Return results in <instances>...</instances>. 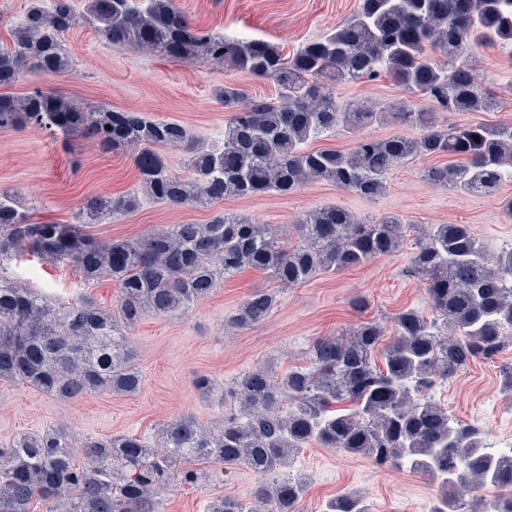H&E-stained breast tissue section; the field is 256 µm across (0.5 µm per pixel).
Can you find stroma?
<instances>
[{"label": "stroma", "mask_w": 512, "mask_h": 512, "mask_svg": "<svg viewBox=\"0 0 512 512\" xmlns=\"http://www.w3.org/2000/svg\"><path fill=\"white\" fill-rule=\"evenodd\" d=\"M359 3L176 0L196 28L268 39L288 55L350 19ZM63 47L72 60L69 72H30L9 87V94L39 86L90 108L141 112L154 120L181 124L190 144L208 148L223 141L228 119L214 97L217 87L235 83L251 99H270L277 93L270 81L234 73L201 58L170 60L150 50L114 47L84 22L65 33ZM473 54L479 80L494 91L499 106L493 112H442L440 122L512 124V45H480ZM334 95L341 105L370 103L386 116L359 133L338 128L312 142V149L345 151L360 134L376 139L421 134L418 127L392 118L393 109L407 102L409 95L389 76L337 84ZM436 163L433 157H416L396 167L387 177L386 191L378 197L314 182L286 195L230 197L199 210L142 197L141 174L125 152L103 150L80 135L64 142L32 128L0 129V190L14 193L19 206L35 220L70 224L90 197L139 196L135 210L88 225V232L102 239H134L161 226L204 224L230 212L255 224L273 225L294 246L300 242L298 223L325 206L345 208L362 219L391 214L407 226L396 252L373 257L360 266L325 271L305 284L284 289L266 273L247 269L226 278L213 295L185 311L143 315L129 333L144 378L137 395L93 393L61 402L22 383L0 382V445L57 426L66 427L80 443L119 434H134L152 443L162 425L180 416L194 417L211 427L222 420L224 412L196 388L198 375H209L217 386L228 390L241 373L257 365L282 373L307 364L309 344L315 337L336 336L366 321L387 325L407 308L431 316L426 290L411 269L419 231L430 224L469 225L491 259L512 245V216L500 204L502 198H512V181L503 183L493 196L461 193L424 179V170ZM8 273L58 305L85 295L105 308L115 307L119 300L115 283L87 282L70 266L27 254L14 259ZM257 290L276 293V307L257 325L234 326L232 317ZM510 363L512 346L493 359L474 361L436 389L437 399L449 414L482 428L491 444L512 441V397L501 390V369ZM290 472L307 484L300 512H320L326 500L346 491L364 496L371 512H428L437 493L436 485L422 475L316 444L295 457ZM255 485L256 478L246 467L219 471L205 483L177 485L164 498L162 510L205 512L217 496L251 499Z\"/></svg>", "instance_id": "1"}]
</instances>
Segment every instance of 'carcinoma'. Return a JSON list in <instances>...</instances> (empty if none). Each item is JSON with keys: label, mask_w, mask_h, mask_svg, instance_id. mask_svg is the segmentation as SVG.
<instances>
[{"label": "carcinoma", "mask_w": 512, "mask_h": 512, "mask_svg": "<svg viewBox=\"0 0 512 512\" xmlns=\"http://www.w3.org/2000/svg\"><path fill=\"white\" fill-rule=\"evenodd\" d=\"M118 48H141L172 59L203 57L229 71L271 80L277 97L246 100L236 84L215 89L230 118L218 147L188 148L180 177L160 150L181 148L186 130L141 112L84 109L63 95L31 87L0 95V129L34 126L82 134L112 150H130L151 199L207 208L226 197L291 192L312 182L375 197L396 166L414 158L458 156L424 172L431 184L492 195L512 178V124H438L437 112H491L472 49L512 43V0H361L347 22L305 43L293 56L278 44L227 37L191 26L175 0H31L24 19L0 42V87L26 73H64L72 61L62 47L79 19ZM415 98L393 117L422 128L418 138L362 137L347 152H310L308 143L339 127L359 129L385 118L361 106L349 109L333 94L338 83L373 81L381 74ZM132 198L95 197L79 224L35 222L0 191V381H22L60 401L89 393L131 396L144 380L126 331L146 312L168 316L215 292L226 276L265 272L283 287L319 272L358 266L394 253L405 226L393 216L364 221L328 206L298 225L302 243L290 246L269 224L233 214L207 224H172L139 240H101L86 231L107 216L127 212ZM21 252L71 266L85 281H113L115 310L91 296L56 306L19 285L6 266ZM432 317L405 309L394 333L378 322L359 324L309 345V363L278 374L257 366L235 381L238 411L211 430L184 416L160 431L162 450L144 439L116 435L87 441L75 464L71 433L54 427L0 447V512H161V495L177 484H197L209 473L191 462L228 469L246 466L259 479L254 499L265 512H298L306 492L286 467L311 443L410 470L439 487L429 512H471L464 495L487 485L499 490L490 512H512V449L492 453L483 430L455 419L438 402L436 384L497 355L512 343V247L488 264L484 246L466 224L422 230L412 257ZM277 296L255 291L232 318L237 327L270 314ZM201 392L225 406L224 392L201 374ZM207 512H257L233 495ZM322 512H370L356 492L327 501Z\"/></svg>", "instance_id": "carcinoma-1"}]
</instances>
